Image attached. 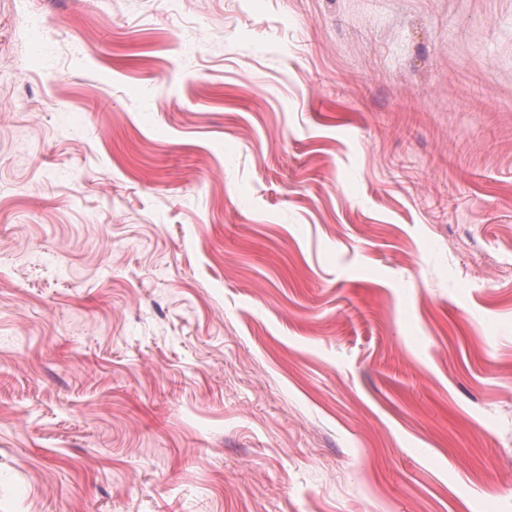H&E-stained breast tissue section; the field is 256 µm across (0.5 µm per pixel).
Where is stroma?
I'll list each match as a JSON object with an SVG mask.
<instances>
[{
    "label": "stroma",
    "mask_w": 512,
    "mask_h": 512,
    "mask_svg": "<svg viewBox=\"0 0 512 512\" xmlns=\"http://www.w3.org/2000/svg\"><path fill=\"white\" fill-rule=\"evenodd\" d=\"M0 512H512V0H0Z\"/></svg>",
    "instance_id": "obj_1"
}]
</instances>
